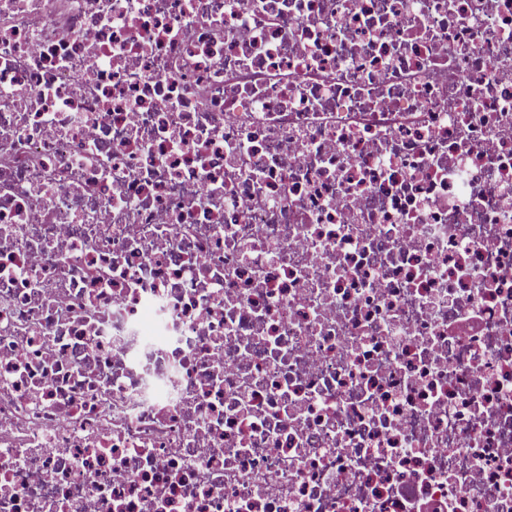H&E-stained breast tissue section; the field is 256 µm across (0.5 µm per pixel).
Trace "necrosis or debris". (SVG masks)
<instances>
[{
	"instance_id": "obj_1",
	"label": "necrosis or debris",
	"mask_w": 512,
	"mask_h": 512,
	"mask_svg": "<svg viewBox=\"0 0 512 512\" xmlns=\"http://www.w3.org/2000/svg\"><path fill=\"white\" fill-rule=\"evenodd\" d=\"M0 512H512V0H0Z\"/></svg>"
}]
</instances>
